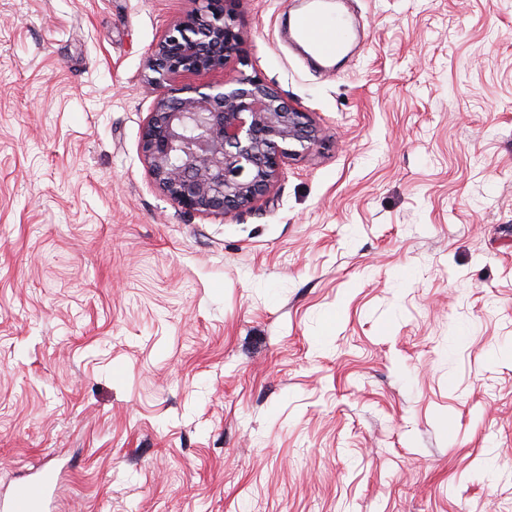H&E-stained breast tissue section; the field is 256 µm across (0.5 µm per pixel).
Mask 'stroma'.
I'll list each match as a JSON object with an SVG mask.
<instances>
[{"mask_svg": "<svg viewBox=\"0 0 512 512\" xmlns=\"http://www.w3.org/2000/svg\"><path fill=\"white\" fill-rule=\"evenodd\" d=\"M246 0L226 70L321 144L225 214L141 151L193 0H0V488L52 512H512V0ZM290 37L294 43L307 47L315 61L329 62L347 50L350 32L338 13L314 0L306 10L293 16ZM61 472L47 465L34 480L16 485L0 496L1 512H48L60 483Z\"/></svg>", "mask_w": 512, "mask_h": 512, "instance_id": "obj_1", "label": "stroma"}]
</instances>
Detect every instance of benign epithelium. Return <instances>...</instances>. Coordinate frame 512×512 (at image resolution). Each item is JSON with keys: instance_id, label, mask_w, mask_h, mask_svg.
I'll list each match as a JSON object with an SVG mask.
<instances>
[{"instance_id": "obj_1", "label": "benign epithelium", "mask_w": 512, "mask_h": 512, "mask_svg": "<svg viewBox=\"0 0 512 512\" xmlns=\"http://www.w3.org/2000/svg\"><path fill=\"white\" fill-rule=\"evenodd\" d=\"M153 46L145 83L156 93L141 147L149 173L190 213L249 208L284 160L312 151L318 130L269 83L240 74L219 85H178L183 73L223 70L241 57L243 0H196Z\"/></svg>"}]
</instances>
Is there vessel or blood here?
I'll list each match as a JSON object with an SVG mask.
<instances>
[{"mask_svg":"<svg viewBox=\"0 0 512 512\" xmlns=\"http://www.w3.org/2000/svg\"><path fill=\"white\" fill-rule=\"evenodd\" d=\"M290 37L307 47L312 59L329 62L346 51L350 32L340 15L330 12L322 0H313L293 16ZM60 479L55 466H45L37 478L0 496V512H50Z\"/></svg>","mask_w":512,"mask_h":512,"instance_id":"obj_1","label":"vessel or blood"}]
</instances>
